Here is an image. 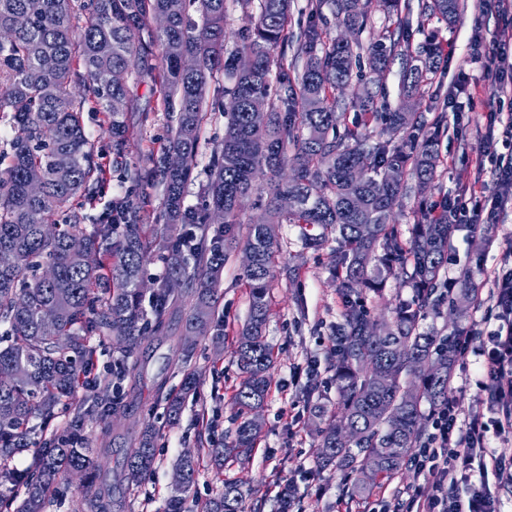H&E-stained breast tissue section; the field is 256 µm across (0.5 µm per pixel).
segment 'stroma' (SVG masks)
Segmentation results:
<instances>
[{"label":"stroma","instance_id":"obj_1","mask_svg":"<svg viewBox=\"0 0 512 512\" xmlns=\"http://www.w3.org/2000/svg\"><path fill=\"white\" fill-rule=\"evenodd\" d=\"M482 0H463L464 7L454 24L437 18L420 16L419 0H410L412 33L410 51L428 40L452 47V54L441 60L435 72L423 78L422 94L416 110L426 126L444 118L445 131L439 143L442 165L431 195H421L416 185L393 210L392 219L402 235H409L422 204H438L444 199H460L474 180L494 183L493 161H479V147L489 132L488 110L484 105L489 90L479 65L471 60L470 43L476 33L494 38L501 25L494 8H482ZM466 87L473 102L470 109L451 111L448 99L459 87ZM134 105L126 112L130 127L126 167H117L109 149L108 122L103 113L89 108L84 112L87 130L102 153L105 174L94 200L84 202L81 213L98 216L119 194H129L143 206L148 223H155L163 209L160 184L133 185L126 168L157 158L171 120L165 112L159 86L139 83L132 87ZM149 113L146 125H139L140 113ZM226 119L221 112L208 113L203 124L198 162L186 187V206L201 205L202 189L208 179L209 160L224 137ZM278 252L274 279L269 290L270 317L265 336L274 348L276 359L270 370V388L259 415L262 430L248 460L225 462L223 472L209 464L199 469L194 502L200 503L219 494L227 480L237 481L244 495L245 512H276L275 483L295 489L294 512H395L405 502L420 477L412 464L390 478L381 480L373 496L349 500L347 478L333 468L317 463L319 431L325 414L336 409L338 393L334 353L337 327L341 321L342 301L336 291L332 273L338 243L328 235L313 247L302 236L299 225L284 223L276 228ZM512 268V212L499 223L490 225L487 236L476 234L471 225H459L448 245V261L440 280L451 287V297H458L457 283L463 271H470L482 281L485 273ZM249 289L243 277L239 257H231L217 289L218 302L206 336L199 338L190 357H182L171 343H154L137 391H130L119 376L120 366L110 350L97 353L95 373L108 379L111 400L123 402L137 396L143 412L141 421L151 422L161 433L154 472L146 480L133 483L125 479L122 469L123 448L102 457L101 477L114 481L112 512H163L172 495L174 464L187 450L209 448L231 440L240 422L234 402L236 388L242 381L233 356L234 337L249 314ZM488 287L463 303L458 318H451L447 308L428 312L422 326L441 335L465 341L467 349L459 356L450 384L460 410H484L493 418L488 395L481 384L485 376L480 369V351L488 343L492 323L484 319L482 303ZM413 290L395 278H388L381 288L363 295V304L371 316L388 322L399 302L411 299ZM200 371L197 392L183 407L178 424L166 422L163 403L155 396V383L167 377L169 388H178L186 370Z\"/></svg>","mask_w":512,"mask_h":512}]
</instances>
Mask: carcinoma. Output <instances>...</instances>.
<instances>
[{
  "label": "carcinoma",
  "instance_id": "obj_1",
  "mask_svg": "<svg viewBox=\"0 0 512 512\" xmlns=\"http://www.w3.org/2000/svg\"><path fill=\"white\" fill-rule=\"evenodd\" d=\"M197 19L186 15V0H0V110L12 112L15 136L10 152L0 154V512H44L48 490L83 474L89 512H108L111 486L97 483L98 457L83 435L90 403L101 410L104 427L110 412L132 408L113 402L89 379L95 363L96 336L111 334L121 345L117 361L130 390L140 383L138 356L148 341L165 338L184 352L192 345L169 335L181 297H191L185 331L205 326L215 304L224 264L242 249L252 254L243 272L249 286L250 314L234 342L233 354L243 380L234 399L249 411L263 407L274 358L265 341L268 290L277 252L274 225L300 224L311 243L336 233L334 278L344 299L340 342L334 370L336 411L320 431L318 464L349 478L347 494L360 499L375 480L402 469L422 437L423 406L434 411L448 395L457 353L449 337L420 331V321L436 306L440 270L448 260V241L457 225L429 211L402 241L390 222L393 207L412 178L425 190L437 179L440 156L437 132L427 131L413 112L423 72L432 71L439 46L422 49L417 63L406 64V97L391 112H379L377 92L367 87L350 100L360 121L339 129L336 91L351 81L360 50L381 75L392 60L407 52L409 20L364 47L339 38L324 42L319 22L323 9L353 33L367 20L365 0H308L309 24L295 32L288 20L295 0H258L251 27L241 32V46L226 53L225 0H192ZM461 0H421V14L453 24ZM166 22L155 30L152 22ZM293 47L292 56L286 49ZM224 72L231 107L224 140L209 164L210 179L202 211L184 207V186L197 164L200 133L207 117V89ZM143 83H160L164 109L176 113L167 146L151 168L136 171L137 180L164 187L161 223L145 230L141 207L125 197L112 199L107 212L84 223L74 201L88 198L103 178L99 150L87 134L83 113L96 104L109 118L114 161L126 156L124 112L133 101L129 75ZM280 86L271 100L273 83ZM262 102L268 122L257 125L252 105ZM383 120L389 138L365 146L361 126ZM292 151L285 158L284 149ZM178 157L177 166L169 159ZM291 161V177L279 172ZM266 182L265 216L247 227L244 242L231 232L237 205ZM292 198L290 210L281 201ZM220 211L224 227L210 231ZM61 214L64 223L50 217ZM180 224H194L197 237H175ZM321 233L312 234L314 228ZM80 239L94 256L89 264L71 251ZM165 251L166 278L154 291L151 312L143 306V267L155 249ZM195 258L188 268L184 252ZM379 267L369 273L372 260ZM391 275L415 288L412 299L394 309L382 329L359 303L364 289L379 287ZM178 281L183 292L168 284ZM200 376L184 374L180 388L156 384L169 424L179 421L185 399ZM63 411L73 412L63 432L36 437ZM262 424L239 423L224 447L201 448L181 456L176 469L183 486L174 490L164 512H188L186 504L198 475L200 454L224 469V457L251 454ZM159 431L150 424L136 447L127 451L126 472L145 479L156 462ZM29 450L33 464L26 474L9 468L14 454ZM21 498L17 510L14 499ZM235 482L201 506V512H243Z\"/></svg>",
  "mask_w": 512,
  "mask_h": 512
}]
</instances>
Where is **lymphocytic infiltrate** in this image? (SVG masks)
Returning <instances> with one entry per match:
<instances>
[{"mask_svg": "<svg viewBox=\"0 0 512 512\" xmlns=\"http://www.w3.org/2000/svg\"><path fill=\"white\" fill-rule=\"evenodd\" d=\"M472 59L485 76L494 77L499 93L512 91V27L499 33L492 48L475 40ZM481 154L495 156L501 190L492 193L485 186L469 187L467 203L448 206L455 223L475 227L496 223L501 213L512 207V152L497 153L494 139H487ZM495 290L487 306L488 318L497 323L484 351L495 420H486L482 411L461 415L455 399H448L433 413V430L413 460L423 476L406 500L402 512H496L491 481L512 482V459L486 448L489 432H512V271L494 275ZM471 482L469 497H461L458 486Z\"/></svg>", "mask_w": 512, "mask_h": 512, "instance_id": "f902f5d3", "label": "lymphocytic infiltrate"}]
</instances>
